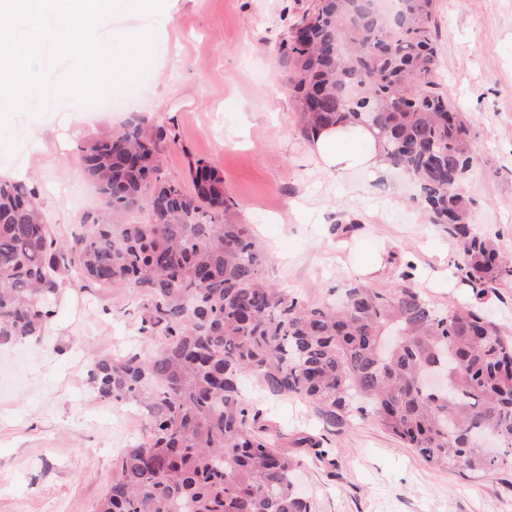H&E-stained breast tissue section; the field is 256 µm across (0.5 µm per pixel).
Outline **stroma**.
<instances>
[{
	"label": "stroma",
	"mask_w": 512,
	"mask_h": 512,
	"mask_svg": "<svg viewBox=\"0 0 512 512\" xmlns=\"http://www.w3.org/2000/svg\"><path fill=\"white\" fill-rule=\"evenodd\" d=\"M311 0H159L155 48L141 77L106 92L101 111L74 94L15 113L0 132V168L35 177L56 235L69 239L101 204L86 188L80 145L137 116L164 126L167 176L192 191L196 160L214 167L231 202L226 220L250 225L267 278L307 304L344 282L390 292L405 282L438 310L472 304L451 273L459 245L430 224L408 178L362 171L337 180L308 155L279 46ZM436 78L473 126L476 162L464 188L474 229L512 255V0H436ZM384 267L364 276L366 257ZM131 288L67 289L41 340L0 345V512H95L116 457L138 443L131 404L93 396L99 358L149 349ZM246 399L288 438L335 449L299 477L311 512H512V463L481 474L422 460L373 417L326 424L298 397H268L245 378Z\"/></svg>",
	"instance_id": "1"
}]
</instances>
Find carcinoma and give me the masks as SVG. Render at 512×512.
<instances>
[{"mask_svg":"<svg viewBox=\"0 0 512 512\" xmlns=\"http://www.w3.org/2000/svg\"><path fill=\"white\" fill-rule=\"evenodd\" d=\"M434 4L400 0L389 16L371 0H311L281 58L307 137L367 127L416 182L430 223L461 246L452 273L474 305L438 312L408 288L353 283L340 304L303 303L266 278L250 225L224 219L209 164L190 167V194L166 176L162 129L143 118L79 147L102 208L70 240L35 185L0 180V343L43 335L74 282L132 286L138 332L154 342L89 370L99 399L146 410L96 512H311L294 481L303 456L275 447L243 376L331 423L372 415L435 467L480 473L512 459V337L483 307L512 282V257L469 222L472 125L435 81ZM134 210L148 222H125Z\"/></svg>","mask_w":512,"mask_h":512,"instance_id":"carcinoma-1","label":"carcinoma"}]
</instances>
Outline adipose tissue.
I'll list each match as a JSON object with an SVG mask.
<instances>
[{
  "mask_svg": "<svg viewBox=\"0 0 512 512\" xmlns=\"http://www.w3.org/2000/svg\"><path fill=\"white\" fill-rule=\"evenodd\" d=\"M349 142L357 143V150H346L345 145ZM309 154L321 170L337 179L344 178L355 169L376 175L387 171L380 159V147L375 137L364 128H324L312 138Z\"/></svg>",
  "mask_w": 512,
  "mask_h": 512,
  "instance_id": "1",
  "label": "adipose tissue"
}]
</instances>
